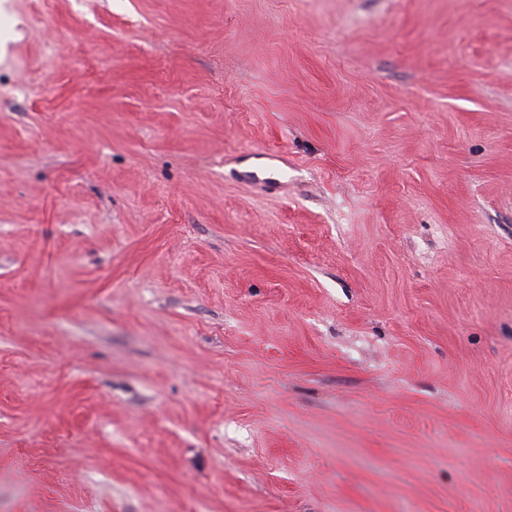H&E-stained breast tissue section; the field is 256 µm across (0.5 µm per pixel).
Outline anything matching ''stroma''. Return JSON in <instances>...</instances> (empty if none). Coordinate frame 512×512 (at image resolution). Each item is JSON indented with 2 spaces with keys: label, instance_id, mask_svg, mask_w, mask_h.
Wrapping results in <instances>:
<instances>
[{
  "label": "stroma",
  "instance_id": "obj_1",
  "mask_svg": "<svg viewBox=\"0 0 512 512\" xmlns=\"http://www.w3.org/2000/svg\"><path fill=\"white\" fill-rule=\"evenodd\" d=\"M0 512H512V0H0Z\"/></svg>",
  "mask_w": 512,
  "mask_h": 512
}]
</instances>
